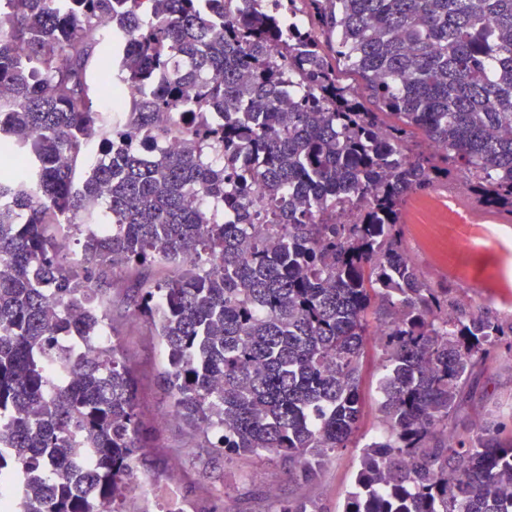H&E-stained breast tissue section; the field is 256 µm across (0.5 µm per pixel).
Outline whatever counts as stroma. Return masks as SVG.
I'll return each mask as SVG.
<instances>
[{
	"instance_id": "35a3bbf8",
	"label": "stroma",
	"mask_w": 512,
	"mask_h": 512,
	"mask_svg": "<svg viewBox=\"0 0 512 512\" xmlns=\"http://www.w3.org/2000/svg\"><path fill=\"white\" fill-rule=\"evenodd\" d=\"M452 211L475 219L482 216L466 194L453 185L442 184L429 194L407 200L402 233L411 259L429 281L452 282L461 299L512 318V238L504 233L485 238L478 259L482 274L473 277L468 265L448 259L447 222ZM130 288L123 277L109 279L110 315L122 333L126 357L139 369L141 395L155 417L163 412L157 379L165 355L159 337L142 335L137 328L128 306ZM498 403L512 408V351L504 346L487 359L481 373L472 380L461 426L482 421ZM153 435L161 446L155 457L161 476L146 494L131 498L126 505L128 512H160L174 496L191 507L218 498L223 500L226 512H272L274 498L298 494L316 499L321 512H338L360 460L359 449H346L324 468L316 484L301 488L279 466L264 467V481L256 482L250 477L257 468L253 460L209 464L206 457L197 456L192 449L190 431L182 422L170 420L156 425Z\"/></svg>"
}]
</instances>
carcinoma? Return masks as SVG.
I'll use <instances>...</instances> for the list:
<instances>
[{"mask_svg":"<svg viewBox=\"0 0 512 512\" xmlns=\"http://www.w3.org/2000/svg\"><path fill=\"white\" fill-rule=\"evenodd\" d=\"M2 29L0 157L28 159L0 177L19 512H127L131 463L156 453L107 311V274L130 270L163 400L210 459L314 482L358 443L375 336L380 432L341 512H512V414L458 426L512 319L429 283L401 234L442 182L512 223V0H0ZM103 203L109 228L84 229ZM62 214L80 266L50 235Z\"/></svg>","mask_w":512,"mask_h":512,"instance_id":"carcinoma-1","label":"carcinoma"}]
</instances>
